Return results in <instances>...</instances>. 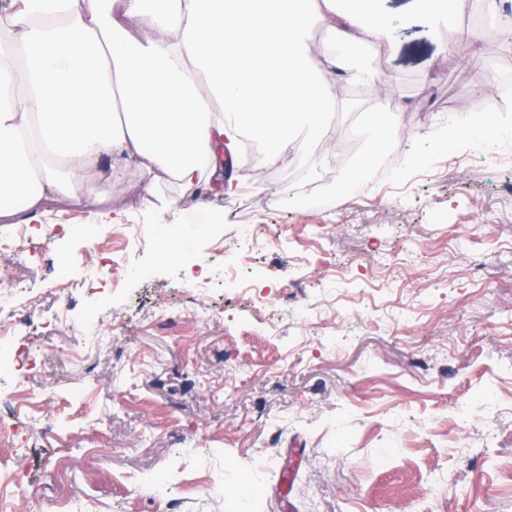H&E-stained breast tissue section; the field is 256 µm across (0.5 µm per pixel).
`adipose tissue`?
<instances>
[{
	"label": "adipose tissue",
	"instance_id": "obj_1",
	"mask_svg": "<svg viewBox=\"0 0 512 512\" xmlns=\"http://www.w3.org/2000/svg\"><path fill=\"white\" fill-rule=\"evenodd\" d=\"M314 28L328 33L316 54ZM389 30L375 0H0V223H41L58 196L119 223L98 204L131 164L143 195L176 183L166 207L186 215L188 198L241 189L224 159L245 135L263 144L265 168L303 155L318 174L324 155L299 134L328 125L337 83L375 94L369 53ZM445 135L492 149L512 139V120L474 107ZM367 139L349 181L385 152L418 162L429 151L387 124Z\"/></svg>",
	"mask_w": 512,
	"mask_h": 512
}]
</instances>
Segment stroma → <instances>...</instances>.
<instances>
[{"label": "stroma", "instance_id": "35a3bbf8", "mask_svg": "<svg viewBox=\"0 0 512 512\" xmlns=\"http://www.w3.org/2000/svg\"><path fill=\"white\" fill-rule=\"evenodd\" d=\"M379 6L393 21L373 57L388 95L377 114L364 93L337 85L346 119L381 115L434 140L489 72L512 70V52L466 67L443 56L448 32L429 27L417 0ZM495 154L434 150L313 209L286 207L287 172L260 169L236 215L225 212L229 196L207 200L222 217L218 239L145 199L128 167L113 207L146 236L164 225L202 257L216 313L162 325L166 309L199 298L173 258L143 248L137 260L155 274L108 295L100 317L118 335L81 369L65 353L83 288L50 287V262L0 253V269L37 286L34 312L69 320L19 336L40 353L35 383L53 388L69 436L64 454L38 434L21 450L40 504L65 494L74 512H512V144ZM241 224L254 227L248 255ZM250 262L273 291L261 308L224 285L225 269ZM303 306L309 319L294 315ZM195 440L203 449L187 453ZM150 470L168 475L157 498L133 490ZM205 481L212 495L197 493Z\"/></svg>", "mask_w": 512, "mask_h": 512}]
</instances>
